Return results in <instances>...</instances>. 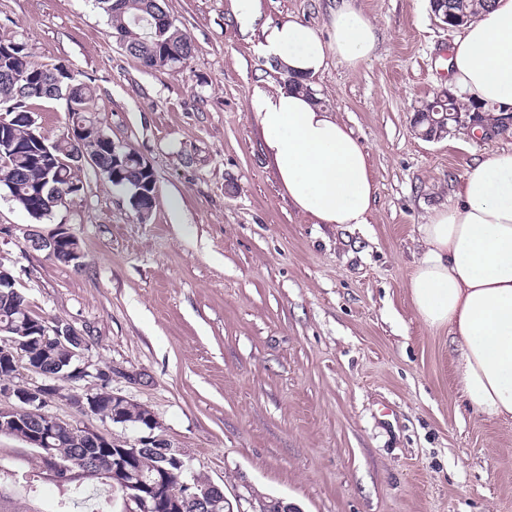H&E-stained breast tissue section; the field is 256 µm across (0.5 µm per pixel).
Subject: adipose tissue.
Returning <instances> with one entry per match:
<instances>
[{
  "label": "adipose tissue",
  "mask_w": 512,
  "mask_h": 512,
  "mask_svg": "<svg viewBox=\"0 0 512 512\" xmlns=\"http://www.w3.org/2000/svg\"><path fill=\"white\" fill-rule=\"evenodd\" d=\"M263 55L310 82L328 56L348 65L376 49L372 21L336 0L329 33L290 17L261 24ZM452 89L470 102L512 103V0H488L453 43ZM264 149L297 209L320 224L368 223L376 195L365 149L333 112L285 86L257 92ZM454 206L420 225L407 282L424 324L448 334L457 392L488 420L512 421V145L475 161Z\"/></svg>",
  "instance_id": "obj_1"
}]
</instances>
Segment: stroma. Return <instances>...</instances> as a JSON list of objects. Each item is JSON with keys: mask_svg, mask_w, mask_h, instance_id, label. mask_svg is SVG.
<instances>
[{"mask_svg": "<svg viewBox=\"0 0 512 512\" xmlns=\"http://www.w3.org/2000/svg\"><path fill=\"white\" fill-rule=\"evenodd\" d=\"M356 5L376 27L375 52L354 67L329 58L312 81L360 138L377 184L369 223L347 230L300 213L263 150L255 94L288 78L233 0H165L194 53L161 70L123 49L93 0H0V39L90 84L105 133L156 179L145 221L88 165L81 192L39 220L0 185V263L37 315L90 331L85 361L150 409L242 512L267 497L301 512H512V423L460 399L448 335L422 322L407 289L419 225L454 204L474 161L512 132L418 136L415 111L449 89L445 54L459 32L436 22L429 0ZM335 6L260 0L262 20L320 29ZM30 109L47 142L67 132L65 100ZM61 227L79 241V266L27 242ZM98 385L60 381L48 412L120 436L65 398ZM0 462L10 467L0 485L28 477L30 501L58 497L20 439L0 435Z\"/></svg>", "mask_w": 512, "mask_h": 512, "instance_id": "obj_1", "label": "stroma"}]
</instances>
